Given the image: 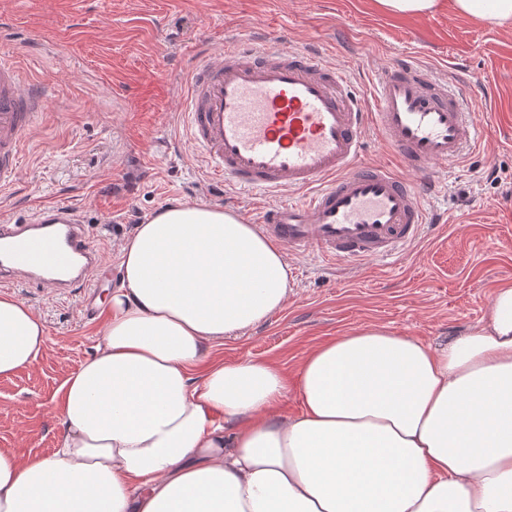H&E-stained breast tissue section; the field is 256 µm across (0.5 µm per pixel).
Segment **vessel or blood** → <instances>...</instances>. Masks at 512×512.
Masks as SVG:
<instances>
[{
  "label": "vessel or blood",
  "mask_w": 512,
  "mask_h": 512,
  "mask_svg": "<svg viewBox=\"0 0 512 512\" xmlns=\"http://www.w3.org/2000/svg\"><path fill=\"white\" fill-rule=\"evenodd\" d=\"M49 82H25L12 55H0V192L17 180ZM187 138L210 177L244 191L302 192L265 215L264 228L297 252L351 265L387 259L416 241L427 220L421 201L437 171L462 161L482 132L462 94L411 59L361 87L320 50L225 43L200 51L183 99ZM376 130L401 168L364 160ZM418 183H409L405 172ZM101 256L73 210L40 207L23 223L0 225V279L94 295Z\"/></svg>",
  "instance_id": "b4317fda"
}]
</instances>
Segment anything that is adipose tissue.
<instances>
[{
	"instance_id": "1",
	"label": "adipose tissue",
	"mask_w": 512,
	"mask_h": 512,
	"mask_svg": "<svg viewBox=\"0 0 512 512\" xmlns=\"http://www.w3.org/2000/svg\"><path fill=\"white\" fill-rule=\"evenodd\" d=\"M512 25V0H377ZM93 355L55 395L51 453L0 448V512H512V285L487 322L432 346L366 325L314 347L294 376L209 358L282 308L293 281L255 225L177 203L121 252ZM0 294V378L47 348ZM296 393L301 409L279 410Z\"/></svg>"
}]
</instances>
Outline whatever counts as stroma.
I'll return each mask as SVG.
<instances>
[{
	"mask_svg": "<svg viewBox=\"0 0 512 512\" xmlns=\"http://www.w3.org/2000/svg\"><path fill=\"white\" fill-rule=\"evenodd\" d=\"M312 47L365 83L411 55L464 84L484 137L449 166L422 204L434 223L402 254L351 269L315 253L286 254L285 305L225 337L215 357L264 359L294 372L317 344L364 325L437 344L482 326L497 288L512 284V26L452 12L396 18L375 0H0V52L52 82L0 219L22 222L51 201L87 224L105 267L99 300L121 281L120 251L134 225L182 202L224 208L260 224L267 200L214 184L186 136L180 100L201 48L228 38ZM502 171L490 184L486 168ZM7 294L45 324L31 369L0 378V448L49 454L61 430L54 396L94 352L103 314L86 317L79 291L14 283Z\"/></svg>",
	"mask_w": 512,
	"mask_h": 512,
	"instance_id": "35a3bbf8",
	"label": "stroma"
}]
</instances>
